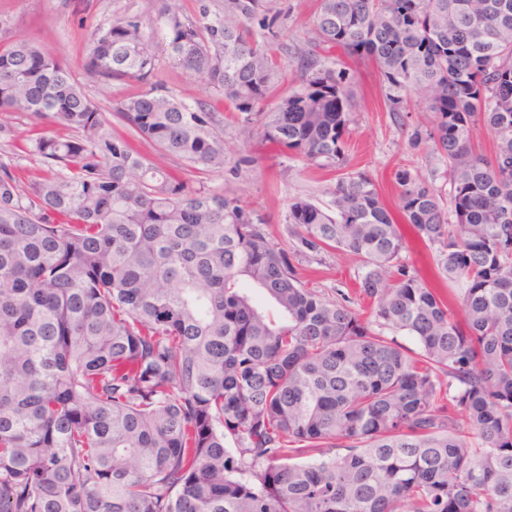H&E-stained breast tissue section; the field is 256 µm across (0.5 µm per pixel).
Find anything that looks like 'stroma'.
I'll return each mask as SVG.
<instances>
[{
    "instance_id": "1",
    "label": "stroma",
    "mask_w": 512,
    "mask_h": 512,
    "mask_svg": "<svg viewBox=\"0 0 512 512\" xmlns=\"http://www.w3.org/2000/svg\"><path fill=\"white\" fill-rule=\"evenodd\" d=\"M143 6V0H0V44L19 37L36 38L78 70L96 27L117 14L140 11ZM344 63L355 74L351 85L355 107L347 146L348 171L369 172L389 201L395 197L392 173L403 165L433 179L436 185H444L443 164L427 144L414 146L408 139L410 126L428 124L429 113L415 109L406 122H398L386 110L375 67L357 57L345 58ZM158 67L175 96L192 105L206 103L224 120L226 172L204 177L194 173L191 182L201 181L207 187L221 188L239 197L263 217L277 243L290 247L292 241L285 224L289 199L309 197L329 203L335 174L276 155L274 146L257 140L241 144L237 139V114L223 97L206 92L191 73L172 68L167 55H160ZM355 269L352 256L331 252L320 261L302 263L299 272L308 287L328 293L336 288L355 287Z\"/></svg>"
}]
</instances>
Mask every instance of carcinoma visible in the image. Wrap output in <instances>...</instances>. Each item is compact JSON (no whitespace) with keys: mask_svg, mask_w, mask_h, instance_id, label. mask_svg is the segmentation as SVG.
I'll return each instance as SVG.
<instances>
[{"mask_svg":"<svg viewBox=\"0 0 512 512\" xmlns=\"http://www.w3.org/2000/svg\"><path fill=\"white\" fill-rule=\"evenodd\" d=\"M144 2L85 58L150 85L109 118L40 41L0 45V113L64 131L30 140L25 185L0 160V512H512V0H321L309 46L282 0H197L193 18ZM158 34L243 140L259 126L326 172L346 164L353 76L319 49L369 59L387 111L431 113L410 140L444 162L448 204L409 167L393 210L343 173L328 206L288 201L280 247L240 198L132 145L227 163L220 113L163 90ZM405 225L454 299L403 256ZM331 250L359 263L333 298L298 273Z\"/></svg>","mask_w":512,"mask_h":512,"instance_id":"1","label":"carcinoma"}]
</instances>
